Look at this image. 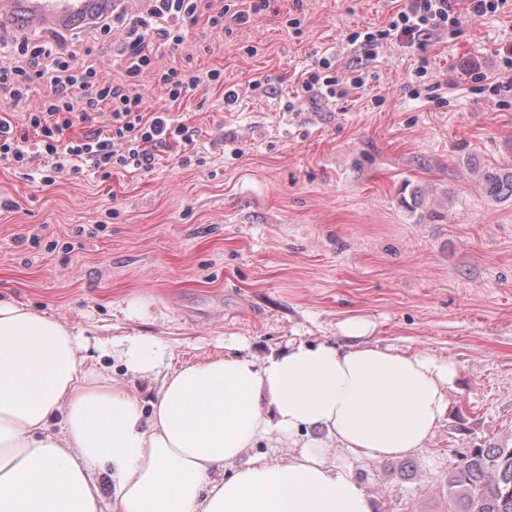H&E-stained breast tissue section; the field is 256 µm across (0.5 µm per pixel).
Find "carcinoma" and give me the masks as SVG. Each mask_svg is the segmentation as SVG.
Segmentation results:
<instances>
[{
    "label": "carcinoma",
    "mask_w": 512,
    "mask_h": 512,
    "mask_svg": "<svg viewBox=\"0 0 512 512\" xmlns=\"http://www.w3.org/2000/svg\"><path fill=\"white\" fill-rule=\"evenodd\" d=\"M486 193L512 198V169L482 174ZM452 512H512V447L473 448L448 474Z\"/></svg>",
    "instance_id": "1"
}]
</instances>
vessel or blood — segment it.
I'll return each mask as SVG.
<instances>
[{
	"mask_svg": "<svg viewBox=\"0 0 512 512\" xmlns=\"http://www.w3.org/2000/svg\"><path fill=\"white\" fill-rule=\"evenodd\" d=\"M108 0H0V27L58 31L88 22Z\"/></svg>",
	"mask_w": 512,
	"mask_h": 512,
	"instance_id": "1",
	"label": "vessel or blood"
}]
</instances>
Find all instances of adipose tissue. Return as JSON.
I'll list each match as a JSON object with an SVG mask.
<instances>
[{
	"mask_svg": "<svg viewBox=\"0 0 512 512\" xmlns=\"http://www.w3.org/2000/svg\"><path fill=\"white\" fill-rule=\"evenodd\" d=\"M369 329L351 318L343 344L296 340L260 361L239 342L170 372L157 337L91 355L68 324L0 301V512H374L351 461L425 447L458 369L369 343ZM107 356L160 373L151 412L100 375ZM272 435L288 460L244 458Z\"/></svg>",
	"mask_w": 512,
	"mask_h": 512,
	"instance_id": "obj_1",
	"label": "adipose tissue"
}]
</instances>
